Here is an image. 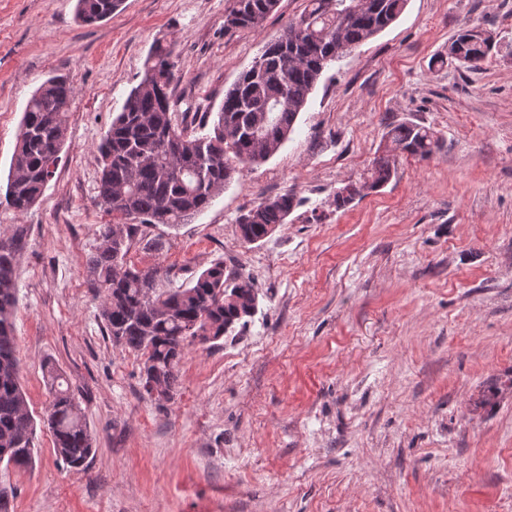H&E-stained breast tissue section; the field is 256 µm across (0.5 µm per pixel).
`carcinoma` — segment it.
Wrapping results in <instances>:
<instances>
[{
  "label": "carcinoma",
  "mask_w": 512,
  "mask_h": 512,
  "mask_svg": "<svg viewBox=\"0 0 512 512\" xmlns=\"http://www.w3.org/2000/svg\"><path fill=\"white\" fill-rule=\"evenodd\" d=\"M406 0H308L307 9L289 22L282 36L265 48L259 62L243 71L224 94L213 132L202 113L198 125L177 123L169 92L175 77L174 44L157 39L150 47L140 81L97 146L100 178L97 200L117 221L100 228L101 244L85 262L87 280L102 297L100 316L112 342L143 357V389L154 400L169 401L187 345L216 342L236 326L246 327L255 308L253 284L224 273L219 261L188 285L157 288L159 270L128 264L133 241H143L156 224L175 226L207 209L224 191L235 164H261L273 156L294 127L325 68L397 20ZM123 0H77L76 18L84 24L109 19ZM279 0H234L224 30L257 28L277 11ZM498 43L479 26L461 30L448 44V55L430 65L457 62L479 70ZM74 88L67 77L53 75L27 102L12 156L6 204L31 207L53 178L52 156L66 139ZM387 154L375 159L364 183L350 182L343 207L366 189L392 176L395 157L426 159L439 147L434 132L404 121L386 133ZM297 205L286 193L240 213V239L255 244L286 223ZM24 247L23 231L0 234V463L27 467L33 460L35 419L19 383L15 317V267ZM43 374L50 400L43 425L53 436L56 454L74 469L88 463L95 440L68 380L48 360Z\"/></svg>",
  "instance_id": "carcinoma-1"
}]
</instances>
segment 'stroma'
<instances>
[{"label": "stroma", "instance_id": "obj_1", "mask_svg": "<svg viewBox=\"0 0 512 512\" xmlns=\"http://www.w3.org/2000/svg\"><path fill=\"white\" fill-rule=\"evenodd\" d=\"M232 6L124 0L86 25L75 0H0L1 186L32 93L54 74L74 87L42 196L25 212L0 204V232L25 237L20 383L42 418L54 360L97 441L75 470L37 428L32 466H0L9 512H512V0H407L326 68L274 156L133 243L129 264L163 271L160 288L220 261L259 296L246 328L186 347L171 401L157 405L140 355L104 336L84 271L112 221L95 146L154 39L176 44V112L216 113L306 0L228 32ZM474 25L500 53L476 72L430 67ZM402 121L433 129L439 148L397 156L388 183L336 208ZM285 193L297 200L286 223L243 243L237 216Z\"/></svg>", "mask_w": 512, "mask_h": 512}]
</instances>
